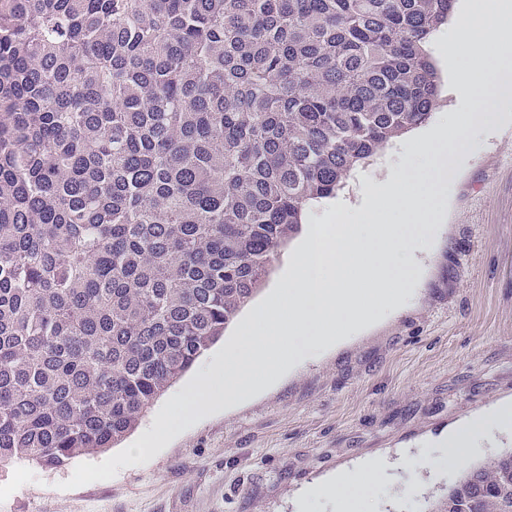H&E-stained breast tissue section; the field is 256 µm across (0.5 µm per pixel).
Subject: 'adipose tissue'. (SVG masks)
<instances>
[{
	"label": "adipose tissue",
	"instance_id": "adipose-tissue-1",
	"mask_svg": "<svg viewBox=\"0 0 512 512\" xmlns=\"http://www.w3.org/2000/svg\"><path fill=\"white\" fill-rule=\"evenodd\" d=\"M509 421H512V406L505 404L450 425L436 440L438 453L432 458L433 466L448 471L454 470L462 457L476 452V441L486 428ZM361 469L363 475L360 478H350L345 471L339 470L323 482L324 487L344 506L345 512H354L355 508L360 507L361 499L356 496V489L376 484L384 465L379 461H367L362 463Z\"/></svg>",
	"mask_w": 512,
	"mask_h": 512
}]
</instances>
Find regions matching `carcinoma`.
I'll return each mask as SVG.
<instances>
[{
	"mask_svg": "<svg viewBox=\"0 0 512 512\" xmlns=\"http://www.w3.org/2000/svg\"><path fill=\"white\" fill-rule=\"evenodd\" d=\"M456 0H0V466L131 431L307 208L427 122ZM433 512H512V449Z\"/></svg>",
	"mask_w": 512,
	"mask_h": 512,
	"instance_id": "cac0c4a2",
	"label": "carcinoma"
}]
</instances>
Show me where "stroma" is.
Here are the masks:
<instances>
[{"instance_id": "35a3bbf8", "label": "stroma", "mask_w": 512, "mask_h": 512, "mask_svg": "<svg viewBox=\"0 0 512 512\" xmlns=\"http://www.w3.org/2000/svg\"><path fill=\"white\" fill-rule=\"evenodd\" d=\"M426 203L437 231L405 255L412 295L398 313L258 395L161 429L182 376L114 447L0 471V512H299L303 485L374 458L388 469L365 492L370 512H430L512 448L510 424L452 472L431 463L448 425L512 401V125L482 132L455 184ZM153 431V454L128 459Z\"/></svg>"}]
</instances>
